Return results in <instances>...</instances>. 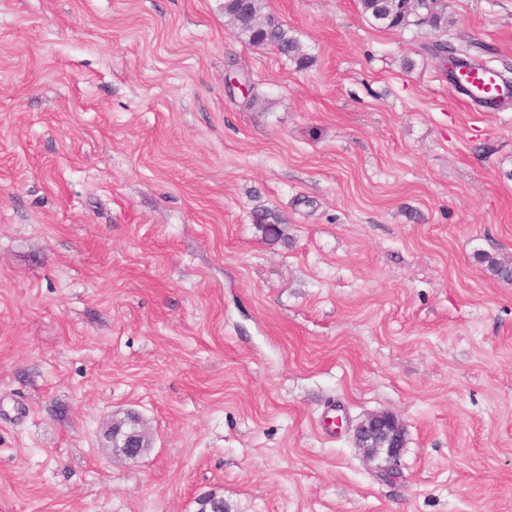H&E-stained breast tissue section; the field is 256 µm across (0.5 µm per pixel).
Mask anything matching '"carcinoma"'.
<instances>
[{"instance_id":"cac0c4a2","label":"carcinoma","mask_w":512,"mask_h":512,"mask_svg":"<svg viewBox=\"0 0 512 512\" xmlns=\"http://www.w3.org/2000/svg\"><path fill=\"white\" fill-rule=\"evenodd\" d=\"M363 13L375 24L386 29H395L408 24V15L399 11L397 0H360ZM262 0H224V16L237 31L240 38L253 46H272L286 58L300 66L306 64L298 41L289 34L284 25L273 21L262 13ZM431 52L453 60L473 61L467 54L447 42L432 44ZM492 273L502 280L512 278V264L504 263L488 255L484 256Z\"/></svg>"}]
</instances>
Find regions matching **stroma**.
<instances>
[{
    "mask_svg": "<svg viewBox=\"0 0 512 512\" xmlns=\"http://www.w3.org/2000/svg\"><path fill=\"white\" fill-rule=\"evenodd\" d=\"M263 6L305 66L224 0H0V512H512V107L429 50L512 64V0ZM262 0H224V16L240 38L253 46H272L299 66L306 64L298 41L283 24L262 13ZM399 0H360L363 13L381 28L395 29L408 24V15L399 11ZM131 417L139 419L134 428H127ZM106 438L108 445L103 446L107 454L115 457H123L129 460H136L143 456L148 450L149 438L140 416L135 412H127L120 421L112 420L107 429ZM355 439L367 458L380 454L385 460L393 462L383 469L385 475L393 474L397 458L404 446V428L399 418L390 412H380L368 416L355 428Z\"/></svg>",
    "mask_w": 512,
    "mask_h": 512,
    "instance_id": "35a3bbf8",
    "label": "stroma"
}]
</instances>
